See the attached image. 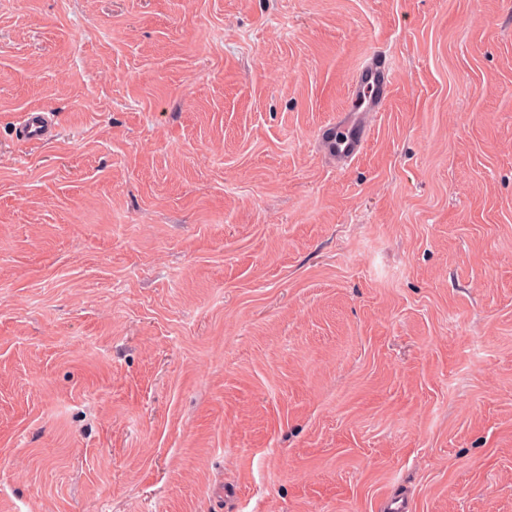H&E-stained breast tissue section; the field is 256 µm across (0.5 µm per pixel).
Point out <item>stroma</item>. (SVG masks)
<instances>
[{
	"label": "stroma",
	"instance_id": "stroma-1",
	"mask_svg": "<svg viewBox=\"0 0 512 512\" xmlns=\"http://www.w3.org/2000/svg\"><path fill=\"white\" fill-rule=\"evenodd\" d=\"M391 498L512 512V0H0V512ZM391 83V65L384 55H372L362 63L346 112H380ZM53 121L50 113L47 112H31L24 120L23 132L29 136L31 140L43 142L51 137ZM336 131L335 141L336 146L332 145L330 137L327 138L326 145L329 153L336 158V164L346 163L354 155L358 153L362 146L360 136L356 130L342 131L343 136L339 137ZM342 138L343 140H339Z\"/></svg>",
	"mask_w": 512,
	"mask_h": 512
}]
</instances>
